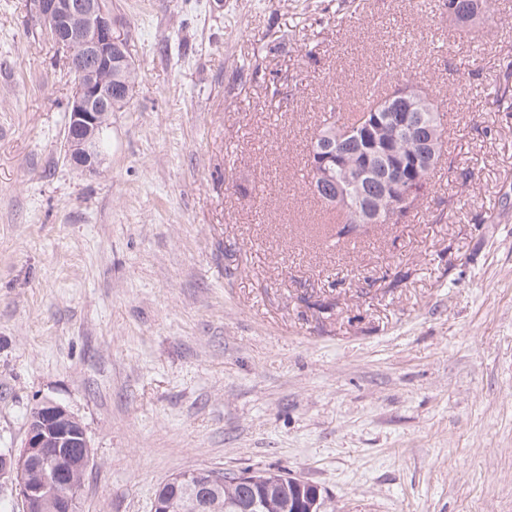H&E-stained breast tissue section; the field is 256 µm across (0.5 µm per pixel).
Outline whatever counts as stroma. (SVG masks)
Masks as SVG:
<instances>
[{
    "mask_svg": "<svg viewBox=\"0 0 512 512\" xmlns=\"http://www.w3.org/2000/svg\"><path fill=\"white\" fill-rule=\"evenodd\" d=\"M139 78L91 171L34 0H0V453L61 404L81 512L194 470L285 469L325 512H512V0H112ZM447 43H426L429 29ZM396 63L448 127L417 216L338 236L302 174ZM475 1H480L481 5H484L485 14L489 12L490 3L489 0H442L438 3H427L431 11H439L441 15H450L451 10H454L455 15L458 19H466L470 17L474 12Z\"/></svg>",
    "mask_w": 512,
    "mask_h": 512,
    "instance_id": "35a3bbf8",
    "label": "stroma"
}]
</instances>
